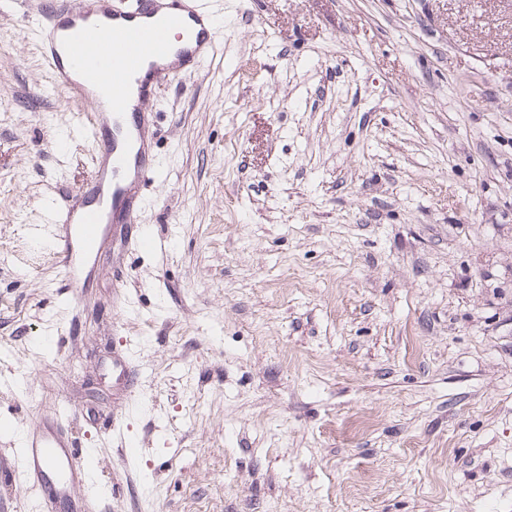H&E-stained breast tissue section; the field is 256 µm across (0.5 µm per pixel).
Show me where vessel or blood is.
I'll return each mask as SVG.
<instances>
[{"label":"vessel or blood","instance_id":"1","mask_svg":"<svg viewBox=\"0 0 512 512\" xmlns=\"http://www.w3.org/2000/svg\"><path fill=\"white\" fill-rule=\"evenodd\" d=\"M174 28L181 42L170 39ZM37 29L54 83L89 106L86 129L96 146L91 175L52 219L53 258L77 302L111 226L136 223V188L159 173L145 103L168 79L212 59L221 28L205 0H130L124 7L115 0H57ZM18 459L52 507L66 500L71 484L91 482L95 473L93 452L66 439L52 415L20 436Z\"/></svg>","mask_w":512,"mask_h":512}]
</instances>
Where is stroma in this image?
I'll return each instance as SVG.
<instances>
[{"instance_id": "35a3bbf8", "label": "stroma", "mask_w": 512, "mask_h": 512, "mask_svg": "<svg viewBox=\"0 0 512 512\" xmlns=\"http://www.w3.org/2000/svg\"><path fill=\"white\" fill-rule=\"evenodd\" d=\"M208 3L218 53L148 105L153 243L76 305L49 217L87 107L44 0H0V512H41L49 412L97 459L61 512H512V0Z\"/></svg>"}]
</instances>
